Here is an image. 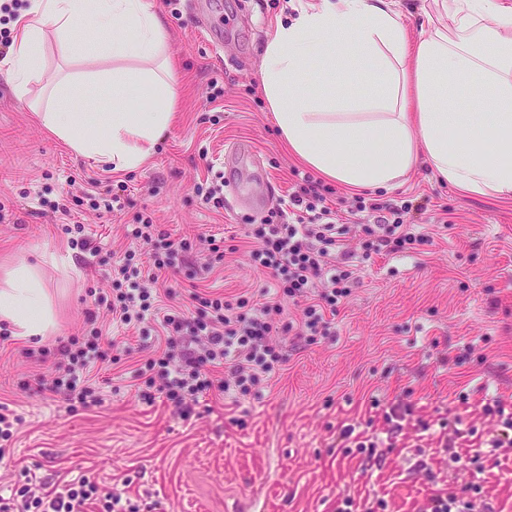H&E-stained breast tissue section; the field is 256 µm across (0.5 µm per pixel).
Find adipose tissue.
Instances as JSON below:
<instances>
[{
    "instance_id": "obj_1",
    "label": "adipose tissue",
    "mask_w": 512,
    "mask_h": 512,
    "mask_svg": "<svg viewBox=\"0 0 512 512\" xmlns=\"http://www.w3.org/2000/svg\"><path fill=\"white\" fill-rule=\"evenodd\" d=\"M89 21L112 70L55 83L56 104L40 119L76 154L132 171L175 117L164 21L150 0H30L7 76L25 96L42 70L46 27L77 42ZM425 25V37L414 43L394 0H303L292 21L277 24L263 53V91L279 134L301 161L349 187L391 186L422 161L473 196L512 198V5L433 0ZM311 62L330 76L360 70L383 92L354 96L336 82L323 95L303 92L299 78ZM463 79L491 90L489 111L455 110ZM89 82L111 87V112L81 111L80 91ZM141 94L153 100L145 112L133 108ZM0 320L26 338L53 329L50 296L35 267L7 270Z\"/></svg>"
}]
</instances>
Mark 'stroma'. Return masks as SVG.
<instances>
[{"instance_id":"1","label":"stroma","mask_w":512,"mask_h":512,"mask_svg":"<svg viewBox=\"0 0 512 512\" xmlns=\"http://www.w3.org/2000/svg\"><path fill=\"white\" fill-rule=\"evenodd\" d=\"M164 20L175 67L177 119L138 170L116 173L75 154L48 132L28 105L47 98L49 80L111 70L95 29L79 55L54 33L43 43L45 73L19 99L0 68V266H38L51 296V336L24 340L0 326V403L21 415L0 459V494L24 476L56 483L88 472L102 489L156 502V512H337L352 498L359 512L384 501L385 512H425L431 498L476 481L472 512H512V447L495 448L501 431L484 411L487 398L512 401V199L467 195L417 164L390 189L333 184L339 213L350 216L347 248L356 281L338 307L334 339L307 343L279 334L287 361L262 399L198 404L182 416L173 404L143 403L135 371L153 348L142 330L113 324L112 264L146 247L125 225L153 212L171 239L195 241L202 287L263 302L268 279L253 265L245 227L291 192L299 162L276 133L261 85L262 51L278 21L293 18L287 0H207L195 17L188 0H151ZM222 29V47L205 27ZM223 96L213 97V88ZM248 155L226 161L227 146ZM224 176V207L203 196ZM92 178L125 183V207L98 209L86 194ZM68 197L78 227L65 228L53 206ZM388 205L427 201L415 233L427 245L364 258L357 199ZM228 253L212 261L209 235ZM107 331L111 371L96 378L103 406L68 410L26 380L51 378L62 344L85 334L87 314ZM44 352L42 361L23 349ZM405 410L390 433V404ZM355 425L376 441L345 450L338 434Z\"/></svg>"}]
</instances>
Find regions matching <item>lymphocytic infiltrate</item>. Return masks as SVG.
Instances as JSON below:
<instances>
[{
    "instance_id": "f902f5d3",
    "label": "lymphocytic infiltrate",
    "mask_w": 512,
    "mask_h": 512,
    "mask_svg": "<svg viewBox=\"0 0 512 512\" xmlns=\"http://www.w3.org/2000/svg\"><path fill=\"white\" fill-rule=\"evenodd\" d=\"M412 204L370 205L373 218L365 225L364 256L399 253L425 245V236L412 232L407 220ZM126 237L151 250L149 270L124 261L112 269L114 323L137 326L146 318L157 322L159 347L138 370V395L143 403L164 400L181 406L199 399H222L249 394L259 399L263 386L286 357L274 341L282 332L301 337L326 336L330 319L346 298L356 277L336 250L346 227L338 223L317 182L298 179L288 198L253 225L249 236L255 247L250 257L256 268L270 275L275 293L262 306L244 297L230 298L205 288H193L192 309L163 305L161 290L167 271L185 265L193 249L190 240L168 241L152 214L124 227ZM301 306L300 320L283 317L285 303ZM89 334L71 340L59 350L56 375L37 378V392H50L68 404L98 406L103 394L90 378L103 361L102 332L95 315H87ZM154 502L123 500L121 494L102 490L88 476L53 486L33 488L31 482L14 487L10 497L0 496V512H155Z\"/></svg>"
}]
</instances>
